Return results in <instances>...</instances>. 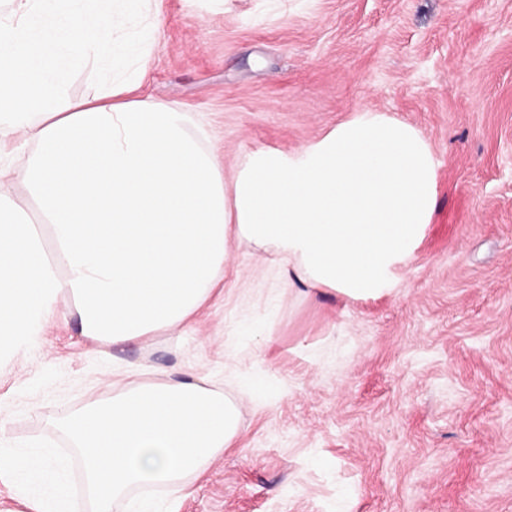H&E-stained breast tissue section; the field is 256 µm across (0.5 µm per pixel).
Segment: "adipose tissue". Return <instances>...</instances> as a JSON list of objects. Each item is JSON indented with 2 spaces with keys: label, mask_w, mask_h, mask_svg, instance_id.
<instances>
[{
  "label": "adipose tissue",
  "mask_w": 512,
  "mask_h": 512,
  "mask_svg": "<svg viewBox=\"0 0 512 512\" xmlns=\"http://www.w3.org/2000/svg\"><path fill=\"white\" fill-rule=\"evenodd\" d=\"M84 0H10L0 11V358L27 354L60 300L92 343L173 333L211 298L231 247L272 249L296 282L352 299L381 295L425 238L437 170L414 126L359 111L292 154L260 149L225 177L189 117L135 98L160 27L159 0H112L108 22ZM109 59L92 99L67 101L69 60ZM30 190L33 221L8 194ZM55 248L46 252L44 237ZM109 398L62 411L79 458L66 487L34 512H149L146 489L189 491L240 433L241 404L205 378L140 370ZM0 475L54 479L50 455L0 448Z\"/></svg>",
  "instance_id": "obj_1"
}]
</instances>
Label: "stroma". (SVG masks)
<instances>
[{"instance_id":"stroma-1","label":"stroma","mask_w":512,"mask_h":512,"mask_svg":"<svg viewBox=\"0 0 512 512\" xmlns=\"http://www.w3.org/2000/svg\"><path fill=\"white\" fill-rule=\"evenodd\" d=\"M139 97L186 112L232 174L355 110L416 127L438 204L397 287L353 301L231 248L224 293L181 335L96 346L59 302L0 364V447L58 455L57 480L0 478L32 512L80 463L61 410L121 372L190 366L242 399V428L158 512H512V0H162ZM238 364L244 378L225 373Z\"/></svg>"}]
</instances>
